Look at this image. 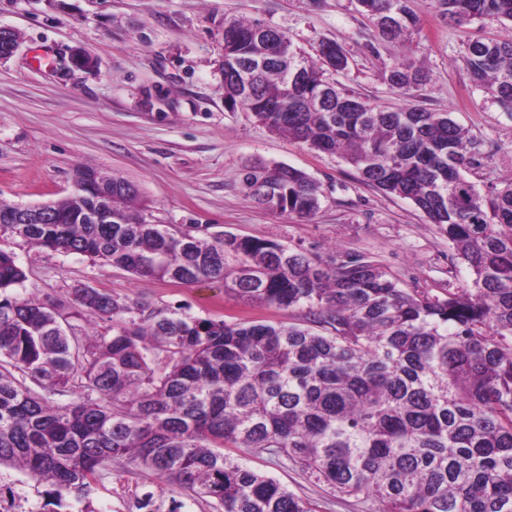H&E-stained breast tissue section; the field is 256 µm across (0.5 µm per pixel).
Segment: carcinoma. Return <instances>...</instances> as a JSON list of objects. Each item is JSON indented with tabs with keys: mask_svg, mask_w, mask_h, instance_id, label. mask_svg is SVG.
Listing matches in <instances>:
<instances>
[{
	"mask_svg": "<svg viewBox=\"0 0 512 512\" xmlns=\"http://www.w3.org/2000/svg\"><path fill=\"white\" fill-rule=\"evenodd\" d=\"M431 2L457 25L512 23V0ZM358 4L382 38L410 40L409 0ZM224 25V64L239 77L224 79L225 107L411 201L448 236L470 283L440 298L399 287L359 255L327 261L267 239L201 237L197 224H144L132 183L112 200L123 224L84 222L103 204L96 192L61 198V223L0 233L138 279L222 281L236 300L306 311L309 326L155 312L89 286L67 305L25 300L26 271L0 247V466L49 486L58 506L87 499L122 459L182 495L143 490L139 512H190L188 499L213 512H315L224 453L258 448L379 512H512V178L486 190L466 178L480 141L451 113L371 105L329 83L324 69L349 66L338 43H321L315 61L259 20ZM463 61L512 115V35L471 42ZM428 81L406 54L387 76L402 94ZM242 185L271 210L307 218L320 207L317 183L285 164L249 165ZM86 316L106 326L81 336Z\"/></svg>",
	"mask_w": 512,
	"mask_h": 512,
	"instance_id": "1",
	"label": "carcinoma"
}]
</instances>
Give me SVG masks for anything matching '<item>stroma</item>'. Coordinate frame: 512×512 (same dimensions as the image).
Returning <instances> with one entry per match:
<instances>
[{"mask_svg": "<svg viewBox=\"0 0 512 512\" xmlns=\"http://www.w3.org/2000/svg\"><path fill=\"white\" fill-rule=\"evenodd\" d=\"M419 18L408 47L379 36L355 0H0V26L20 36L0 64V198L16 204L58 200L73 190L76 167L91 165L135 184L157 224L209 225L211 232L277 241L329 258L358 254L407 290L443 297L465 287L470 273L454 260L446 235L411 201L387 196L357 179L342 158L270 132L245 109L224 106V21L258 19L288 32L307 52L340 44L349 68L326 78L372 104L419 105L453 119L482 142L467 176L480 187L512 177V115L475 89L463 63L469 41L504 36L494 18L456 26L431 0H411ZM73 50L89 54L92 71H64ZM409 54L430 77L403 95L386 75ZM305 171L320 187L315 215L269 210L248 196L241 169L250 160ZM27 272L22 297L69 301L86 285L197 318L268 324L305 323L304 312L230 298L220 282L191 286L138 279L79 254L9 238ZM234 456L274 477L317 512H368L355 498L331 492L298 468L255 448ZM170 495L153 473L113 464L90 494L88 512H125L132 491Z\"/></svg>", "mask_w": 512, "mask_h": 512, "instance_id": "1", "label": "stroma"}]
</instances>
